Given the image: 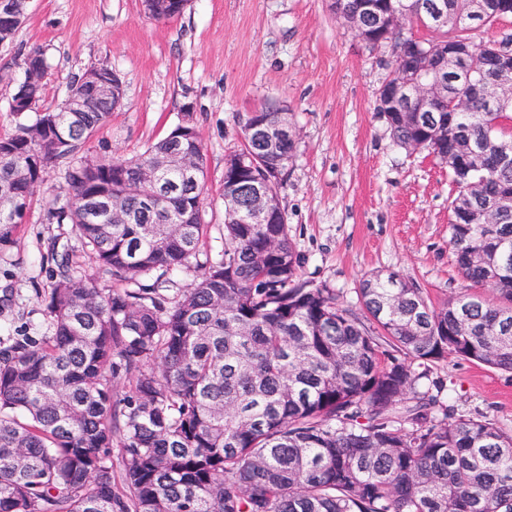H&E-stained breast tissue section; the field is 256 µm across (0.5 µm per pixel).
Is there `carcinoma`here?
<instances>
[{"label": "carcinoma", "mask_w": 512, "mask_h": 512, "mask_svg": "<svg viewBox=\"0 0 512 512\" xmlns=\"http://www.w3.org/2000/svg\"><path fill=\"white\" fill-rule=\"evenodd\" d=\"M435 31L425 48L467 41L448 78L466 112H386L394 142L422 145L455 190L448 243L464 291L435 305L394 273L365 276L357 303L302 278L288 224L248 223L245 153L284 174L295 150L264 130L280 106L238 118L243 144L224 167V248L198 261L205 153L193 114L135 159L88 162L90 132L112 105L48 109L0 135V248L14 242L34 188L64 166L49 219L71 226L48 260L46 335L0 341V512H512V432L466 416L433 368L452 355L512 374V162L492 157L501 113L473 84L504 80L494 63L512 33L464 25L477 0H403ZM409 77L413 45L374 33ZM484 154L460 160L461 142ZM191 156L187 174L176 156ZM154 171L150 182L142 170ZM122 217L112 218L110 203ZM102 278L82 274L76 249ZM193 280L178 287L172 275Z\"/></svg>", "instance_id": "carcinoma-1"}]
</instances>
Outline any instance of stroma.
<instances>
[{
  "label": "stroma",
  "instance_id": "obj_1",
  "mask_svg": "<svg viewBox=\"0 0 512 512\" xmlns=\"http://www.w3.org/2000/svg\"><path fill=\"white\" fill-rule=\"evenodd\" d=\"M37 47L47 50L45 105H58L72 77L93 65L121 76L122 104L84 156H139L192 107L205 148L202 254H215L224 231V162L241 145L236 116L276 103L297 135L280 202L303 278L350 304L374 271L415 282L436 304L464 288L448 244V171L394 143L375 102L390 50L360 41L327 0H190L172 20L149 17L141 0H29L13 42L0 44V134L38 117L9 110L21 56ZM63 183L62 169L51 170L14 243L0 249L1 338L46 330L47 248L70 234L47 208ZM434 373L459 413H486L512 431L511 375L452 356Z\"/></svg>",
  "mask_w": 512,
  "mask_h": 512
}]
</instances>
